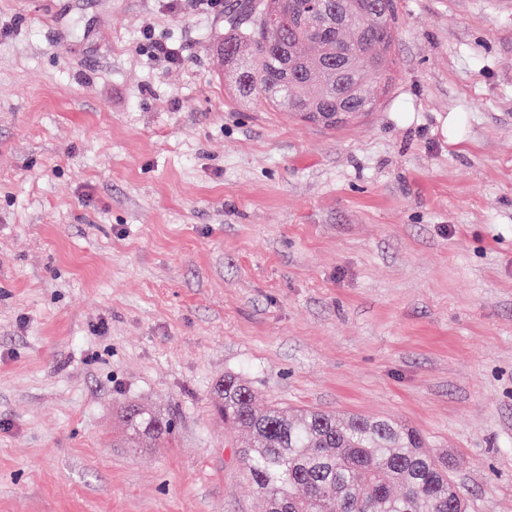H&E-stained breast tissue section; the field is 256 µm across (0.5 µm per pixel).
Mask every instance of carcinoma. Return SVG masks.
Here are the masks:
<instances>
[{
	"label": "carcinoma",
	"instance_id": "obj_1",
	"mask_svg": "<svg viewBox=\"0 0 512 512\" xmlns=\"http://www.w3.org/2000/svg\"><path fill=\"white\" fill-rule=\"evenodd\" d=\"M306 0H233L224 15L229 32L220 46L224 69L232 57L243 67L228 74L235 93L258 96L314 121L319 107L333 111L344 88L342 55L355 59L350 79L389 82L393 59L382 69L369 60L385 52L396 34L394 0L389 18L356 10L337 30L302 21L288 25V13ZM217 410L240 432L238 455L266 512H467L466 493L413 428L384 417L303 409L288 414L265 405L249 382L226 374L214 387ZM125 440L162 441L175 428L170 418L139 405L122 415Z\"/></svg>",
	"mask_w": 512,
	"mask_h": 512
}]
</instances>
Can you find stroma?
<instances>
[{
    "label": "stroma",
    "mask_w": 512,
    "mask_h": 512,
    "mask_svg": "<svg viewBox=\"0 0 512 512\" xmlns=\"http://www.w3.org/2000/svg\"><path fill=\"white\" fill-rule=\"evenodd\" d=\"M396 4L387 95L331 128L233 95L223 12L0 0V512H262L228 373L512 512V0ZM122 422L128 447H136L140 440L145 439L155 442L165 440L175 428L172 419L162 417L139 405L126 407Z\"/></svg>",
    "instance_id": "35a3bbf8"
}]
</instances>
